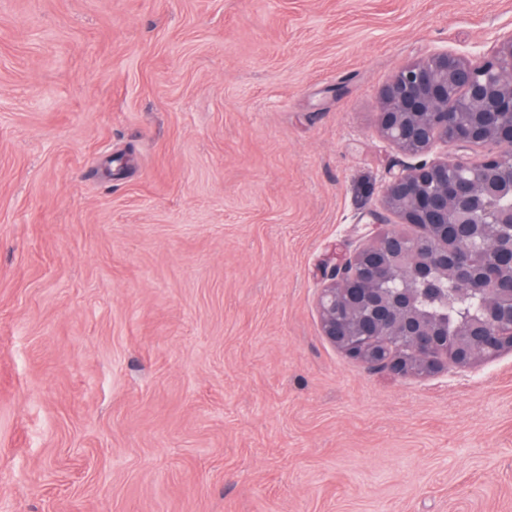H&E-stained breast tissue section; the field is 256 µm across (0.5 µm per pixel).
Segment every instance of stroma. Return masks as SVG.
<instances>
[{
    "mask_svg": "<svg viewBox=\"0 0 512 512\" xmlns=\"http://www.w3.org/2000/svg\"><path fill=\"white\" fill-rule=\"evenodd\" d=\"M512 0H0V512H512V351L324 336L400 66Z\"/></svg>",
    "mask_w": 512,
    "mask_h": 512,
    "instance_id": "35a3bbf8",
    "label": "stroma"
}]
</instances>
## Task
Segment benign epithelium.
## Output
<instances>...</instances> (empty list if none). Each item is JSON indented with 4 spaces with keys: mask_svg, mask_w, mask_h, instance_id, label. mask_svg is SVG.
I'll return each instance as SVG.
<instances>
[{
    "mask_svg": "<svg viewBox=\"0 0 512 512\" xmlns=\"http://www.w3.org/2000/svg\"><path fill=\"white\" fill-rule=\"evenodd\" d=\"M383 137L400 152L417 159L390 174L382 189V211L402 224H421L425 274L448 281L453 289L468 283L481 296L487 317L460 326L448 339L444 326L418 312L410 290L395 295L386 284L402 276L414 251L399 235L379 228L370 242L333 268L320 289L317 305L323 335L347 356L372 369L398 375L422 370L437 373L452 363L469 367L481 359L512 350V278L483 284L472 280L467 253H500L496 240H471L461 252H448V229L454 224H512L499 196L512 188V35L497 40L481 56L447 51L399 68L382 88L377 102ZM438 143L448 148L432 157ZM494 144L484 156L476 148ZM373 336L398 340L404 354L365 344Z\"/></svg>",
    "mask_w": 512,
    "mask_h": 512,
    "instance_id": "benign-epithelium-1",
    "label": "benign epithelium"
}]
</instances>
